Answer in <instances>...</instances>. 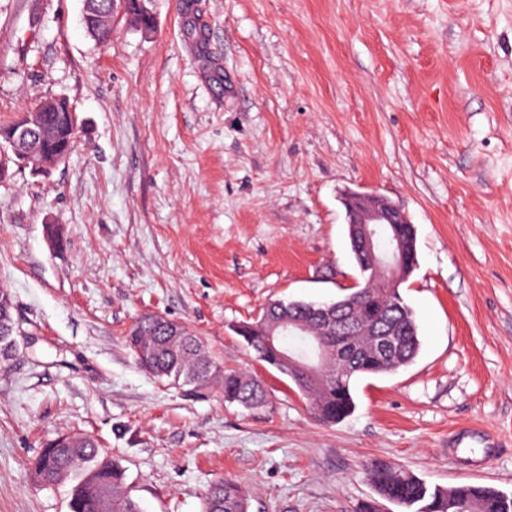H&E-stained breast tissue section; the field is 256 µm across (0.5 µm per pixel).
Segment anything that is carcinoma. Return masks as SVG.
Listing matches in <instances>:
<instances>
[{"instance_id": "1", "label": "carcinoma", "mask_w": 512, "mask_h": 512, "mask_svg": "<svg viewBox=\"0 0 512 512\" xmlns=\"http://www.w3.org/2000/svg\"><path fill=\"white\" fill-rule=\"evenodd\" d=\"M99 5L96 27L105 39L112 30V0H101ZM121 7L137 26L146 31L153 29L139 0H125ZM56 107L58 103L49 100L34 108L42 117L40 133L47 154L53 153L64 138V113ZM378 300L386 311L382 323L375 328L361 326L358 336L344 335V326L361 322L365 304ZM323 310L344 315L342 327L334 336L319 319ZM290 318L304 322L310 333L325 335L333 344L352 345V354L336 378L317 380L308 387L307 399L316 418L327 424L337 423L355 411L353 385L357 378L388 374L411 363L421 345L414 311L404 301L400 289L387 288L380 279L353 288L331 302L273 301L256 320L235 326V331L256 358L287 376L291 371L288 365L280 363V352L304 351L299 346L303 339L289 334L268 336L266 332ZM11 325L12 302L0 290L1 360L9 356L10 347L5 344L4 336ZM378 332L393 341V348L386 355L364 347ZM127 343L136 362L147 361L160 378L201 385L217 371L202 341L183 324L166 318L155 315L140 318L129 329ZM224 400L245 409H256L266 403L258 382L240 373L224 374ZM31 470L45 485L71 483L69 512H142L139 503L126 491V470L87 436L72 434L61 445L46 444L32 459ZM365 471L377 494L404 508V512H465L472 504L477 512H512V496L494 489L461 485L432 491L416 475L379 459L369 461ZM203 512H249L247 491L234 481L220 479L209 486Z\"/></svg>"}]
</instances>
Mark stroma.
<instances>
[{"label": "stroma", "instance_id": "obj_1", "mask_svg": "<svg viewBox=\"0 0 512 512\" xmlns=\"http://www.w3.org/2000/svg\"><path fill=\"white\" fill-rule=\"evenodd\" d=\"M153 9L149 32L116 11L100 43L83 0H0V123L64 98L81 124L49 174L0 181V512H69L30 460L71 433L144 512H201L220 478L250 512H356L372 459L512 495V0H195L200 45L182 0ZM347 188L416 227L402 295L421 348L356 380L354 413L326 425L232 327L358 281ZM148 314L266 405L140 368L126 334ZM12 302L10 299V296L0 290V359H5L10 354V347L14 346V340L12 339V336H7L9 339V346L8 347L3 337L5 336V333H7L9 327L12 325ZM224 399L245 409H256L266 403L265 393L258 382L240 373H224Z\"/></svg>", "mask_w": 512, "mask_h": 512}]
</instances>
